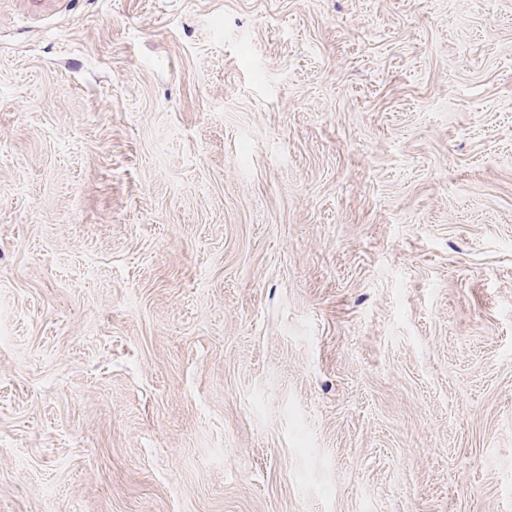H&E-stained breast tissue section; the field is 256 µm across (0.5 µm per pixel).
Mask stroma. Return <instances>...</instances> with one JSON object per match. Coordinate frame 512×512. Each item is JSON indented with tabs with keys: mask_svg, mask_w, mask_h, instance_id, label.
<instances>
[{
	"mask_svg": "<svg viewBox=\"0 0 512 512\" xmlns=\"http://www.w3.org/2000/svg\"><path fill=\"white\" fill-rule=\"evenodd\" d=\"M0 512H512V0H0Z\"/></svg>",
	"mask_w": 512,
	"mask_h": 512,
	"instance_id": "1",
	"label": "stroma"
}]
</instances>
